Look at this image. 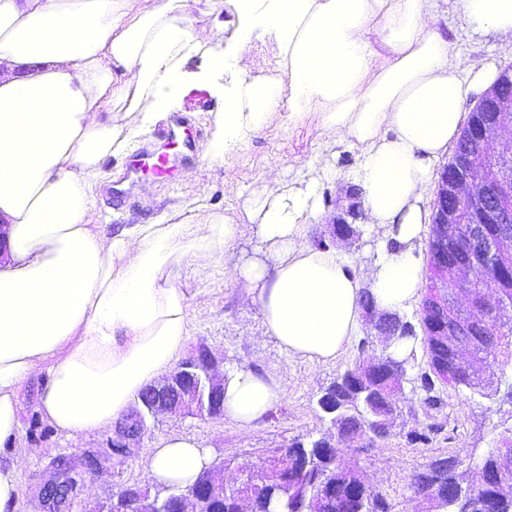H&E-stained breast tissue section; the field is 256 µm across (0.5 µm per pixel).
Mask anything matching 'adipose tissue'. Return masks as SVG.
Listing matches in <instances>:
<instances>
[{
	"label": "adipose tissue",
	"instance_id": "1",
	"mask_svg": "<svg viewBox=\"0 0 512 512\" xmlns=\"http://www.w3.org/2000/svg\"><path fill=\"white\" fill-rule=\"evenodd\" d=\"M444 2L236 0L228 46L225 0H0V446L18 440V392L38 373L46 385L36 410L66 436L129 416L189 335L173 267L222 259L246 235L261 239L265 257L234 275L288 353L335 359L361 328L362 279L377 311L415 302L433 164L457 139L476 87L496 77L466 68ZM454 7L512 42V0ZM260 33L278 43L285 77H249L244 49ZM202 51L213 69L237 75L215 118L209 165H223L232 145L281 112L292 125L318 115L330 142L360 147L365 208L382 232L365 275L341 250L307 244L313 177L255 197L245 224L214 212L115 233L92 223L104 159L180 104L186 67ZM286 392L280 376L227 373L224 413L255 425ZM205 461L195 441L171 436L149 473L188 487Z\"/></svg>",
	"mask_w": 512,
	"mask_h": 512
}]
</instances>
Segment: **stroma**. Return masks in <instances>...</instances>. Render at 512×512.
<instances>
[{"label": "stroma", "instance_id": "obj_1", "mask_svg": "<svg viewBox=\"0 0 512 512\" xmlns=\"http://www.w3.org/2000/svg\"><path fill=\"white\" fill-rule=\"evenodd\" d=\"M448 34L466 64L495 70L512 64L511 43L468 25L453 12L448 15ZM223 85L224 78L217 73L210 83L191 86L177 109L155 116L147 131L133 137L127 153L105 161L107 181L115 183L125 175L131 155L143 147H152L158 154L179 153V144L169 142L165 133L180 117L190 122L188 131L195 139L196 152L168 178H158L150 170L138 173L122 205H113L108 190H101L92 215L94 223L108 229L170 224L189 220L199 212L218 211L225 219L241 224L246 220L250 200L269 191V173H277L285 184L316 173L320 176L313 201L316 216L310 221L308 242L317 244L325 236L329 219L336 213L337 199L347 186L357 182L359 149L350 143L328 147L317 119L294 126L276 118L236 144L225 155L223 166H209L204 149L223 102ZM262 256L257 237H247L228 248L209 278L198 279L187 264L175 267L173 275L186 291L192 319L186 349L204 342L223 356L225 369H256L286 378V397L264 420L257 426L243 427L226 417H150L139 442L127 454L118 456L107 446L111 430L68 437L41 421L35 406L42 384L39 379H31L20 391L21 439L16 453L22 463L11 512H40V486L61 456L69 459L78 474L67 512H92L96 503L123 487L149 484V459L168 436L193 439L209 458L223 459L224 479L230 482L242 467L261 465L293 440L318 438L330 432V419L321 412L318 398L362 354L380 353L383 344L377 339L369 347H362V337L372 332L365 323L359 338L353 339L335 360L322 362L289 354L267 334L258 303L246 298L232 274L236 266ZM414 350L404 390L398 396V417L389 434L360 448L339 450L344 464L358 468L365 480L385 495L391 512H420V502L410 484L414 474L433 459L458 455L464 483L475 481L479 459L512 431V400L502 392L488 397L466 390L445 392L439 406L428 407L419 380L426 368L422 343H415ZM429 425L434 428L429 441L411 440L412 431ZM91 456L97 457L98 463L89 468L85 462Z\"/></svg>", "mask_w": 512, "mask_h": 512}]
</instances>
